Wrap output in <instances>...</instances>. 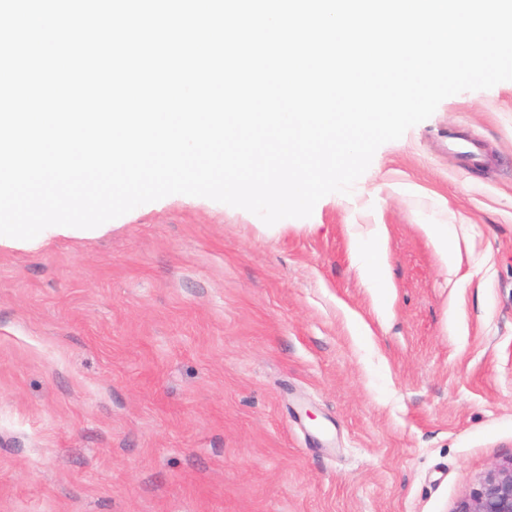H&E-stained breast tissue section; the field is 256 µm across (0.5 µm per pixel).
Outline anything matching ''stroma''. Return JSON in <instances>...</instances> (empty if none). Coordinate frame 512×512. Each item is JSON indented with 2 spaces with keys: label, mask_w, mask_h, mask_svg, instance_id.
<instances>
[{
  "label": "stroma",
  "mask_w": 512,
  "mask_h": 512,
  "mask_svg": "<svg viewBox=\"0 0 512 512\" xmlns=\"http://www.w3.org/2000/svg\"><path fill=\"white\" fill-rule=\"evenodd\" d=\"M370 224L382 313L350 247ZM423 224L454 225L453 270ZM509 459L512 81L304 219L175 194L0 246V512H455ZM353 249L356 253L368 255L363 258L359 271L368 288H373L381 295L391 288L388 278L387 263V230L383 224H372L367 240L352 238Z\"/></svg>",
  "instance_id": "1"
}]
</instances>
